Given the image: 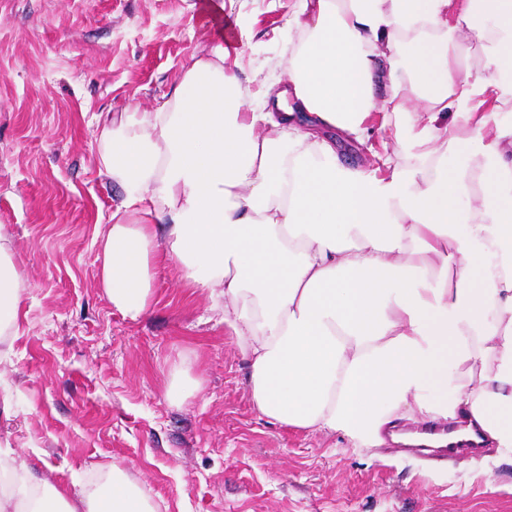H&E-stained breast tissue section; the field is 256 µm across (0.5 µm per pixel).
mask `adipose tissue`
Masks as SVG:
<instances>
[{
  "label": "adipose tissue",
  "instance_id": "1",
  "mask_svg": "<svg viewBox=\"0 0 512 512\" xmlns=\"http://www.w3.org/2000/svg\"><path fill=\"white\" fill-rule=\"evenodd\" d=\"M289 85L245 111L216 45L171 101L101 117L100 171L122 185L97 232L99 284L135 320L159 265L224 301L261 417L384 444L407 420L479 427L512 460V0H304ZM479 65H472V57ZM396 115L387 175L350 169ZM20 278L0 229V334ZM150 512L121 479L78 498L24 475L0 512ZM381 115H377L370 126L372 128V134L366 145H344L340 148L341 160L348 166L356 167L368 163L371 159V151L369 150V144L373 146V149L384 153L382 144L387 143L388 151L391 153L396 148V143L389 132L386 129L380 127Z\"/></svg>",
  "mask_w": 512,
  "mask_h": 512
}]
</instances>
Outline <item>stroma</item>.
Segmentation results:
<instances>
[{"label": "stroma", "instance_id": "stroma-1", "mask_svg": "<svg viewBox=\"0 0 512 512\" xmlns=\"http://www.w3.org/2000/svg\"><path fill=\"white\" fill-rule=\"evenodd\" d=\"M0 0V225L22 276L20 331L0 335V460L70 493L120 473L155 512H512V462L422 457L260 417L249 366L208 291L172 262L150 310L116 312L96 235L125 190L101 175L99 115L170 100L205 30L242 49L250 108L285 85L303 0ZM199 386L166 395L174 369Z\"/></svg>", "mask_w": 512, "mask_h": 512}]
</instances>
